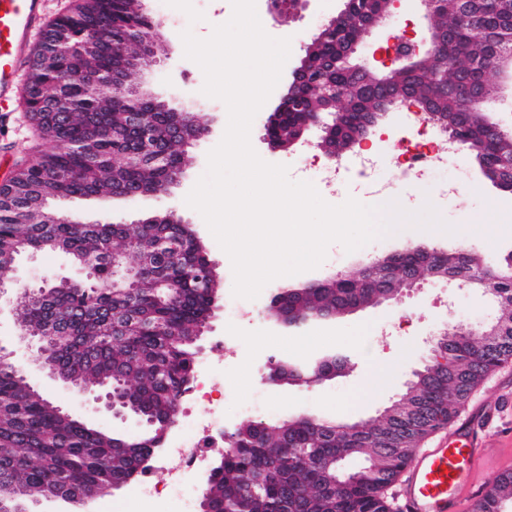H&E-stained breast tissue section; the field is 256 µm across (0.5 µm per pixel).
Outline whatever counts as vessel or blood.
<instances>
[{
	"mask_svg": "<svg viewBox=\"0 0 512 512\" xmlns=\"http://www.w3.org/2000/svg\"><path fill=\"white\" fill-rule=\"evenodd\" d=\"M43 0H0V104L19 97L17 74L30 49L31 33L42 24ZM479 456L465 433L423 452L405 470L410 512H459L469 472Z\"/></svg>",
	"mask_w": 512,
	"mask_h": 512,
	"instance_id": "b4317fda",
	"label": "vessel or blood"
}]
</instances>
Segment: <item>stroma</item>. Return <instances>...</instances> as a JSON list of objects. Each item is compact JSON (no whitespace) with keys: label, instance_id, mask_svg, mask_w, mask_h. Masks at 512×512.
<instances>
[{"label":"stroma","instance_id":"35a3bbf8","mask_svg":"<svg viewBox=\"0 0 512 512\" xmlns=\"http://www.w3.org/2000/svg\"><path fill=\"white\" fill-rule=\"evenodd\" d=\"M143 8L163 20L168 41L167 55L145 70V86L173 108L195 113L206 132L189 147L182 177L168 193L145 196L133 203L70 199L64 201L63 207L81 221L101 219L115 224H129L159 212L174 213L193 225L206 244L221 282L219 302L224 305L233 299L230 258L200 213L190 208L185 198L205 174L207 155L221 141L228 114L221 100L203 94V72L195 62L185 58L180 34L187 29L198 36L211 32L213 26L230 19L232 7L228 4L217 7L216 0H143ZM340 8V0H310L301 14L280 17L269 13L267 0H256V10L264 16L266 33L291 40V56L283 69L282 82H289L304 46ZM278 100V94H271L252 122L250 141L256 153L268 163L288 166L291 180L317 185L333 175L340 178L347 195L366 196L363 181L349 177L345 170H336L331 175L321 165L303 162V148L269 149L264 140V124ZM48 146V141L38 137L22 109L0 106V184L13 175L20 160L33 149ZM372 156L376 164L372 178L386 186L389 198L431 202L443 220L456 226V233L450 235L407 226L400 235L374 240L349 254L335 242L329 245L327 253L329 258L344 254L343 263L336 266L328 260L316 269L291 278L274 279L273 289L350 272L366 258L422 243L444 250L462 245L491 266L497 265L503 254L512 250V194L501 192L484 178L468 152H460L458 160L449 162L438 180L409 184L400 182L399 169L387 147L374 148ZM461 177L466 184L458 194L441 195L438 181L452 184ZM50 276L78 279L82 273L62 253H38L19 258L18 288L40 285ZM272 291L261 292L255 301L253 317L231 322L225 319L223 312H216L198 342L197 358L210 360L209 376L218 382L213 398L224 414V429L228 432L250 421V414L243 410L248 402L261 404L259 417L265 421L307 412L350 423L377 416L405 393L415 372L428 361L433 341L444 328L451 324L462 329L478 327L498 316L497 303L484 292L468 287L451 288L428 278L420 288L403 292L398 299L365 308L305 333H293L268 324L266 310ZM20 313L15 290L0 295V346L14 351L17 364L28 370L34 382L40 383L42 395L93 426L130 436L139 434L140 429L133 422L94 412L91 407L82 405L72 390L44 379L34 362L35 349L29 348L20 336ZM327 348H346L354 353V365L344 376L311 386L273 385L266 381V367L271 357L298 358ZM378 368L386 370V383L378 392L365 394L366 378ZM460 424L469 426L473 443L482 455L479 471L469 478L480 494L487 485L486 472L512 459V359L504 362L472 393L454 424L431 433L424 440V447L432 448L451 438Z\"/></svg>","mask_w":512,"mask_h":512}]
</instances>
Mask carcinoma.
Masks as SVG:
<instances>
[{"label": "carcinoma", "instance_id": "carcinoma-1", "mask_svg": "<svg viewBox=\"0 0 512 512\" xmlns=\"http://www.w3.org/2000/svg\"><path fill=\"white\" fill-rule=\"evenodd\" d=\"M487 16L480 31L458 14L454 0L435 16L454 33L448 44V70L427 62L414 72L387 71L395 92L409 90L428 111L447 118L448 130L466 138L478 164L512 155V132L486 137L484 113L471 112L440 95L443 77L453 65L496 55L492 36L512 24L503 0H477ZM362 18L355 15L337 34L325 36L311 57V75L303 88V109L288 114L294 124L324 104L323 90L336 86L344 95L341 111L375 112L378 105L354 95L346 75L325 59L336 44L358 36ZM152 28L138 0H74L73 8L46 25L35 58L51 53L48 67L31 65L23 106L42 139L53 148L19 166L0 188V256L59 251L73 264L94 271L84 288H67L48 279L20 296L22 332L41 341L38 354L76 389L108 384L119 390L147 420L156 424L135 438L93 428L68 418L57 405L28 387L10 364H0V512H34L32 505L52 487L79 503L96 496L106 483L127 484L142 473L157 452L150 446L157 429L177 416L196 372L191 339L217 307L219 277L206 247L190 224H43L35 216L37 201L53 190L70 198H118L135 193L158 195L169 189L184 166L183 141L170 135L178 116L137 92L136 72L123 69L113 46L130 42ZM102 90L92 95L90 85ZM145 112L146 129L125 126L123 109ZM163 143V158L142 146L143 131ZM142 267L147 276L127 292L113 285L112 255ZM404 265L464 280L480 287L490 275L476 255L457 248L434 256L416 246L393 262L381 279L368 267L354 274L324 279L304 287L282 288L270 303V322L292 332L326 325L398 293ZM498 321L512 326V295L496 298ZM450 338L448 363L464 376L460 386L432 384L410 395L391 416L374 419L349 433L338 422L314 414L272 423L251 421L228 434L227 450L218 453L207 477L210 512H390L384 487L416 456L421 441L448 424L471 392L502 362L512 357V338L499 349L489 337L472 339L457 326ZM274 379L308 383L315 375L335 378L349 369L347 351L330 350L301 358L272 360ZM421 422L401 439L388 458L375 446L409 414ZM339 458L362 460L361 476L351 483L332 479ZM512 505V473L492 479L473 512H506Z\"/></svg>", "mask_w": 512, "mask_h": 512}]
</instances>
